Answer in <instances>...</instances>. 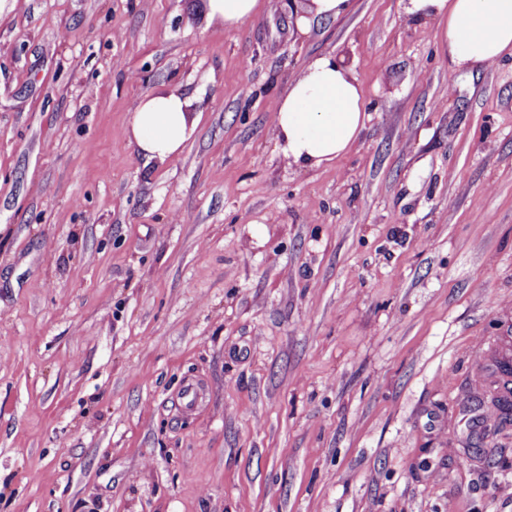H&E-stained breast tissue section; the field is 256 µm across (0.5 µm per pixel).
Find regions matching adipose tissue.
Segmentation results:
<instances>
[{"label": "adipose tissue", "mask_w": 512, "mask_h": 512, "mask_svg": "<svg viewBox=\"0 0 512 512\" xmlns=\"http://www.w3.org/2000/svg\"><path fill=\"white\" fill-rule=\"evenodd\" d=\"M407 12L437 20L436 37L455 68L491 66L512 52V0H410ZM188 106L174 92L143 95L129 120L138 152L162 162L180 154L193 132ZM367 119L357 80L334 57L321 55L289 85L273 124L280 151L308 170L346 152Z\"/></svg>", "instance_id": "obj_1"}]
</instances>
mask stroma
<instances>
[{
  "mask_svg": "<svg viewBox=\"0 0 512 512\" xmlns=\"http://www.w3.org/2000/svg\"><path fill=\"white\" fill-rule=\"evenodd\" d=\"M294 7L0 0V512H512V55ZM324 54L369 118L301 170L273 116ZM171 90L159 162L129 118ZM259 0H207V14L211 20L223 22L232 30L257 13ZM188 106L187 99L174 92L143 95L129 120L138 152L160 162L180 154L194 131L188 122Z\"/></svg>",
  "mask_w": 512,
  "mask_h": 512,
  "instance_id": "35a3bbf8",
  "label": "stroma"
}]
</instances>
